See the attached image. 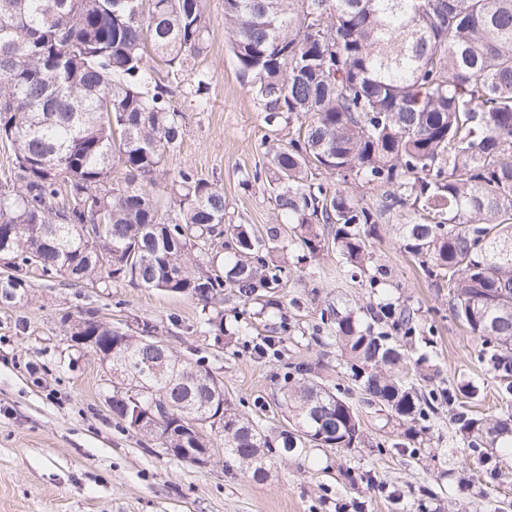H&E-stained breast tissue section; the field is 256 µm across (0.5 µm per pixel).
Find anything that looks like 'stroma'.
Instances as JSON below:
<instances>
[{
	"instance_id": "35a3bbf8",
	"label": "stroma",
	"mask_w": 512,
	"mask_h": 512,
	"mask_svg": "<svg viewBox=\"0 0 512 512\" xmlns=\"http://www.w3.org/2000/svg\"><path fill=\"white\" fill-rule=\"evenodd\" d=\"M207 11L208 106L187 109L182 140L167 152L164 169H189L222 187L227 221L262 229L275 225L276 212L251 177L262 166L264 144L287 143L289 129L268 127L249 93L224 31V0H207ZM373 252L375 264L388 271L375 289L351 280L330 251L319 264H292L284 290L294 302L284 359L320 363L324 381L336 383L343 369L335 348L314 340L320 309L404 303L433 329L416 341L414 356H426L445 385L474 382L476 411L498 413L504 406L499 381L478 364V339L449 314L447 289L427 281L386 230ZM31 284L27 305L0 306V512H419L423 503L432 512H512V452L498 453L495 470L477 466L444 411L410 453L388 446L384 416L360 405L365 430L382 447L282 455L261 483L225 456L216 436L208 460L174 457L113 418L108 376L93 353L73 346L64 314L94 309L122 328L154 321L173 354L205 356L228 400L271 435L289 427L276 404L280 364L240 343L195 335L199 308L184 297L130 285L107 292L37 276Z\"/></svg>"
}]
</instances>
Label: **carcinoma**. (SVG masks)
Instances as JSON below:
<instances>
[{
	"label": "carcinoma",
	"mask_w": 512,
	"mask_h": 512,
	"mask_svg": "<svg viewBox=\"0 0 512 512\" xmlns=\"http://www.w3.org/2000/svg\"><path fill=\"white\" fill-rule=\"evenodd\" d=\"M206 0H0V289L29 300L31 270L69 285L126 283L185 296L200 307L194 332L224 329V291L237 302L235 335L269 360L281 337L246 318L259 304L288 330L290 270L330 249L371 288V241L389 232L425 278L448 284V311L480 340L477 361L512 395V0H224V31L270 127L296 126L269 146L264 189L288 231L225 221L224 190L191 170L164 171L186 113L167 100L190 72L185 98L207 105L198 60L209 35ZM122 177L114 176L115 170ZM336 174L332 186L323 173ZM164 177L166 201L154 193ZM359 180L376 190L354 196ZM78 310L69 336H93L112 367L171 406L173 434L136 425L138 403L112 390V414L164 448H208L210 435L179 424L180 405L224 415V454L256 482L278 448H379L349 401L309 362L286 364L280 406L294 432L272 438L214 381L205 358L139 368L144 346L112 322ZM360 401L398 423L395 448L428 431L443 406L460 444L491 461L512 448V409L478 415L471 382L428 390L410 375L407 346L423 332L414 309L391 303L320 309Z\"/></svg>",
	"instance_id": "1"
}]
</instances>
